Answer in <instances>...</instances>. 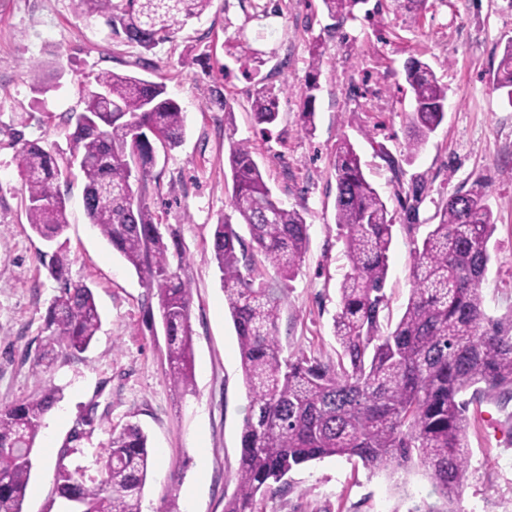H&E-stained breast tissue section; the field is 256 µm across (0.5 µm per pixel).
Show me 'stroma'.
Masks as SVG:
<instances>
[{"label": "stroma", "instance_id": "stroma-1", "mask_svg": "<svg viewBox=\"0 0 512 512\" xmlns=\"http://www.w3.org/2000/svg\"><path fill=\"white\" fill-rule=\"evenodd\" d=\"M512 38V0H358L348 18H329L322 0H212L170 41L146 52L113 39L101 18L74 0H0V404L61 396L37 438L23 512H70L58 497L59 451L76 421L93 412L95 431L71 466L92 465L112 429L133 422L148 436L150 471L142 512H224L236 488L242 423L250 399L238 339L210 239L232 209L225 184L230 142L249 144L276 197L303 209L310 243L288 284L278 319L285 353L334 361L339 285L347 260L336 226L337 143L349 139L395 225L385 292L400 318L410 288L412 224H435L449 196L483 181L496 229L482 284L490 315L512 313V101L491 77ZM323 51L316 131L301 127L310 50ZM419 59L448 87L443 123L408 156L412 93L405 66ZM104 71L164 82L186 114L182 145L157 151L146 200L173 232L192 287L194 389L166 379L158 297L89 224L83 180L62 183L73 283L94 293L101 327L92 346L59 355L47 372L33 361L58 285L38 259L46 245L24 212L17 138L69 156L66 117ZM281 89L280 114L260 132L251 102L258 84ZM220 87L229 105L211 104ZM468 480L458 512H512V403L482 397L469 407ZM418 469L394 476L344 457L292 471L259 512H412L437 502Z\"/></svg>", "mask_w": 512, "mask_h": 512}]
</instances>
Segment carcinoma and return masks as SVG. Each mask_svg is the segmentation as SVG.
<instances>
[{"label":"carcinoma","mask_w":512,"mask_h":512,"mask_svg":"<svg viewBox=\"0 0 512 512\" xmlns=\"http://www.w3.org/2000/svg\"><path fill=\"white\" fill-rule=\"evenodd\" d=\"M88 16L105 19L112 37L144 51L170 39L212 0H75ZM331 17H344L357 0H322ZM321 54L313 51L302 129L315 131V91ZM414 108L409 115L414 154L441 125L447 88L429 64L406 68ZM495 88L512 101V39L496 71ZM87 90L83 108L69 115L70 162L85 185L83 205L90 224L125 262L157 290L167 344L168 380L194 387L190 282L174 235H166L143 192L151 180L155 144L172 150L185 136V112L163 82L106 71ZM261 86L251 109L256 125L279 118L278 93ZM16 165L25 188L31 230L57 245L39 261L60 295L44 318V344L35 366H50L58 354L85 352L101 324L94 293L70 281V259L60 239L69 226L59 189L61 168L36 141L17 140ZM230 207L250 242L231 218L215 225L211 244L224 298L238 336L240 364L250 398L241 431L237 488L224 512H258V498L286 482L295 468L313 460L357 458L372 471L395 474L413 465L432 481L441 505L415 512H456L468 473L469 406L480 395L512 401V314L490 316L482 283L491 261L495 224L487 191L477 180L448 197L440 222L411 254L412 288L394 328L382 329L388 308L384 292L393 241L392 220L367 180L361 158L347 139L336 147V224L349 270L340 283L333 335L337 362L300 351L283 355L277 321L287 282L300 271L309 244L304 211L288 208L265 181L245 142H231ZM264 256L274 276L252 261L249 245ZM473 389L472 397L462 398ZM58 401L54 389L27 402L0 405V512H22L33 467L32 454L44 416ZM70 443L60 451L58 495L80 512H142L148 468V437L136 423L112 429L96 459L99 477L70 468Z\"/></svg>","instance_id":"cac0c4a2"}]
</instances>
